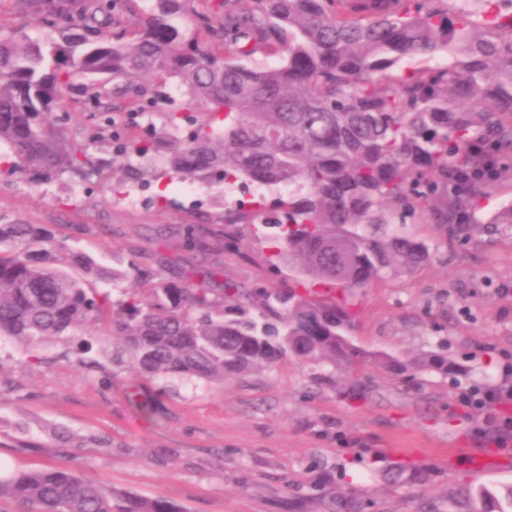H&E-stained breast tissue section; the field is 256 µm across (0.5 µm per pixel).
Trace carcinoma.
I'll use <instances>...</instances> for the list:
<instances>
[{"instance_id":"cac0c4a2","label":"carcinoma","mask_w":512,"mask_h":512,"mask_svg":"<svg viewBox=\"0 0 512 512\" xmlns=\"http://www.w3.org/2000/svg\"><path fill=\"white\" fill-rule=\"evenodd\" d=\"M24 2L38 8L40 33L0 21V172L38 184L92 170L53 112L62 90L155 105L174 80L206 119L185 135L187 117L170 110L126 157L162 159L156 178L277 198L269 209L261 193L206 228L181 225L186 251L210 261L209 280L133 262L116 301L85 284L127 274L62 251L45 224L0 223V336L30 346L103 330L119 339L105 350L115 368L216 384L289 357L454 371L441 351L407 362L366 353L351 339L347 296L430 259L401 230L418 210L469 238L464 225L493 181L464 174L512 169V0H150L113 38L104 29L122 26L135 0ZM415 58L428 65L395 73ZM242 226L269 245L288 287L216 281V246ZM473 496L479 512H512V487L459 490L450 503ZM5 501L15 512H182L52 465L0 473Z\"/></svg>"}]
</instances>
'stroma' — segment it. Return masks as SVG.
Listing matches in <instances>:
<instances>
[{"label": "stroma", "instance_id": "1", "mask_svg": "<svg viewBox=\"0 0 512 512\" xmlns=\"http://www.w3.org/2000/svg\"><path fill=\"white\" fill-rule=\"evenodd\" d=\"M89 154L100 170L85 178L36 185L0 173V223L50 225L70 251L109 268L128 270L145 252L176 271L192 256L175 228L235 200L220 185L147 175L116 195L127 160L100 143ZM404 230L431 260L354 293V341L413 360L444 339L455 374L288 358L217 385L113 371L95 330L83 355L65 336L32 354L2 336L0 458L23 469L72 465L182 512H334L340 499L355 500L356 512H448L458 486H512V445L495 448L462 401L470 387L499 385L512 363V224L472 226L466 241L421 219ZM266 251L242 232L236 251L220 255L225 279L284 286ZM91 360L98 368L86 369ZM490 450L497 469L470 467V455Z\"/></svg>", "mask_w": 512, "mask_h": 512}]
</instances>
